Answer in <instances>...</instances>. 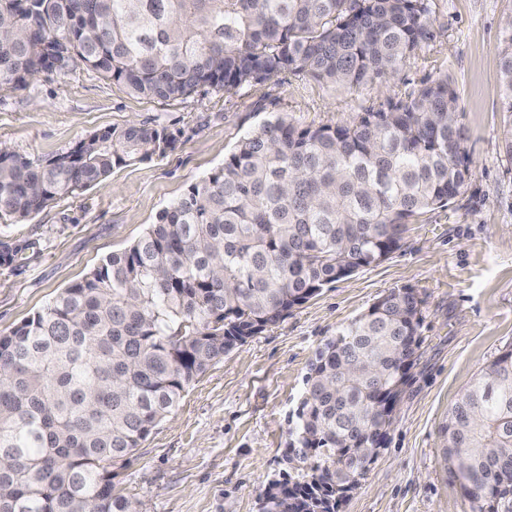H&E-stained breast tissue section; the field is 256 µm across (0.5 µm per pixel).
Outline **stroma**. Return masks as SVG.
<instances>
[{
  "instance_id": "stroma-1",
  "label": "stroma",
  "mask_w": 512,
  "mask_h": 512,
  "mask_svg": "<svg viewBox=\"0 0 512 512\" xmlns=\"http://www.w3.org/2000/svg\"><path fill=\"white\" fill-rule=\"evenodd\" d=\"M434 38L389 80L352 91L284 71L229 95L161 103L79 66L0 92V143L43 165L79 140L132 122L176 147L122 167L77 197L23 220L0 218V331L63 288L221 168L248 132L278 114L303 127L346 126L366 110L448 76L459 94L471 179L448 209L410 224L402 249L325 287L279 324L214 363L118 466L137 512H261L272 481L298 476L289 432L309 368L337 330L393 289L423 300V343L385 445L340 512H472L441 456V428L461 392L512 346V162L500 148L498 46L512 0H432Z\"/></svg>"
}]
</instances>
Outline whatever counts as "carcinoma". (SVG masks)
Here are the masks:
<instances>
[{"label":"carcinoma","instance_id":"carcinoma-1","mask_svg":"<svg viewBox=\"0 0 512 512\" xmlns=\"http://www.w3.org/2000/svg\"><path fill=\"white\" fill-rule=\"evenodd\" d=\"M430 0H0V90L77 61L163 102L291 70L356 90L433 38ZM512 116V21L500 43ZM175 149L131 123L34 166L0 151V217L18 220ZM472 176L459 96L424 82L349 126L277 115L22 324L0 331V512H136L115 468L209 367L323 288L379 264L407 224ZM423 300L392 290L325 344L289 461L263 512H338L384 445L423 339ZM444 458L474 512H512V348L451 409Z\"/></svg>","mask_w":512,"mask_h":512}]
</instances>
